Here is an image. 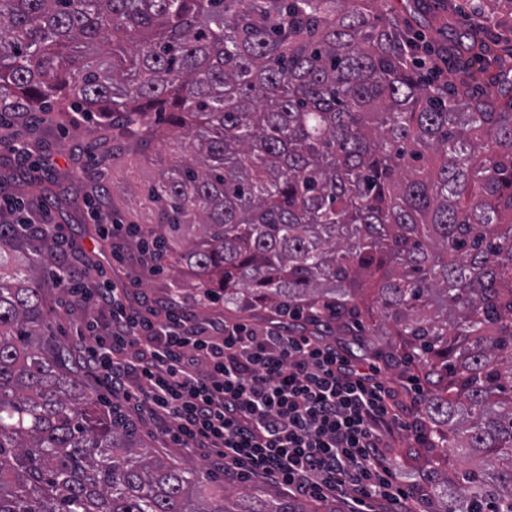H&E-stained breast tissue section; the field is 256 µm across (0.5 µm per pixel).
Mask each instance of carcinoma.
I'll return each mask as SVG.
<instances>
[{"mask_svg": "<svg viewBox=\"0 0 512 512\" xmlns=\"http://www.w3.org/2000/svg\"><path fill=\"white\" fill-rule=\"evenodd\" d=\"M459 17L462 67L512 39ZM392 0H0V112L97 113L106 166L189 144L151 186L158 259L250 314L297 306L397 337L426 387L445 512H512V98L425 78ZM162 115L161 123L151 120ZM52 195L32 187L26 205ZM52 236L0 223V512H309L206 496L139 451L57 339ZM465 467L450 465L452 457Z\"/></svg>", "mask_w": 512, "mask_h": 512, "instance_id": "1", "label": "carcinoma"}]
</instances>
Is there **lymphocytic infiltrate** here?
Instances as JSON below:
<instances>
[{
  "label": "lymphocytic infiltrate",
  "mask_w": 512,
  "mask_h": 512,
  "mask_svg": "<svg viewBox=\"0 0 512 512\" xmlns=\"http://www.w3.org/2000/svg\"><path fill=\"white\" fill-rule=\"evenodd\" d=\"M59 275L83 306L75 353L136 415L203 454L225 478L250 477L296 500L339 501L344 512H431L426 477L402 484L394 449L426 443L416 376L396 383L335 337L279 322L198 318L177 294L155 300L128 286L93 288ZM108 310L99 325L92 308ZM105 334H98V327Z\"/></svg>",
  "instance_id": "1"
}]
</instances>
